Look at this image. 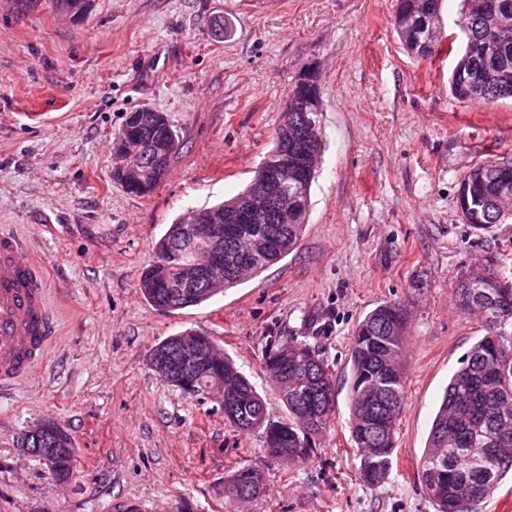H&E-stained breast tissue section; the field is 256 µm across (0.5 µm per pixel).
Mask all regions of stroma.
<instances>
[{"label": "stroma", "instance_id": "stroma-1", "mask_svg": "<svg viewBox=\"0 0 512 512\" xmlns=\"http://www.w3.org/2000/svg\"><path fill=\"white\" fill-rule=\"evenodd\" d=\"M397 0H0V226L46 267L57 324L47 359L0 393V512H435L416 479L450 376L487 332L460 309L462 276L512 277V219L478 231L458 207L475 164L512 160V99L463 103L457 57L422 58L391 25ZM224 23L215 35V20ZM319 81L324 147L296 247L209 302L172 313L138 284L179 215L236 195L272 146L289 93ZM148 106L183 148L146 196L113 174L128 112ZM410 315L404 411L392 470L369 486L350 439V338L382 302ZM211 335L263 397L288 412L268 349L306 341L334 376L336 412L305 464L239 432L216 394L180 393L149 362L182 331ZM52 419L75 469L56 479L27 446ZM259 468L240 502L225 477ZM263 490V474L254 466H243L237 469L224 482V491L232 498H236L240 493H245L249 498H255Z\"/></svg>", "mask_w": 512, "mask_h": 512}]
</instances>
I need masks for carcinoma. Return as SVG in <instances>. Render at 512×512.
Masks as SVG:
<instances>
[{
    "label": "carcinoma",
    "mask_w": 512,
    "mask_h": 512,
    "mask_svg": "<svg viewBox=\"0 0 512 512\" xmlns=\"http://www.w3.org/2000/svg\"><path fill=\"white\" fill-rule=\"evenodd\" d=\"M393 27L405 45L421 54L424 44L439 50L445 36L441 14L432 15L423 0H399ZM471 30L465 40L471 49L459 55L451 78V92L461 101L491 103L512 98L502 85L512 86V0H471ZM418 30L421 44L410 40ZM292 111L282 113L272 150L262 164L276 165L284 152L286 136L301 137L306 123H319L320 101L309 96V89L298 84L293 89ZM290 124L284 129V124ZM120 135L145 142L180 140L168 122L148 119L142 112L128 113ZM315 174L303 172L283 182L281 197L294 210V223L277 240L274 251L253 250L266 232L264 224H241L236 235L238 249L251 255L247 273L257 275L267 266L287 257L301 236L310 203ZM257 189L256 180L233 198L197 209L202 217L219 220L236 209ZM512 194V161H482L461 179L458 205L466 223L484 230L508 219L497 202L504 193ZM183 219L169 225L156 243V263L143 272L139 289L143 298L168 312L199 306L242 281L226 276L180 295L176 285L186 278L184 269L191 260L208 256L207 246L196 247L184 255L179 246ZM461 309H480L487 328L461 360L451 376L443 400L434 417L428 448L417 471V481L425 488L436 512H473V506L494 494L504 476L512 470V458L498 461L494 452L512 453V339L499 333L512 323V281L498 275L465 277L454 288ZM409 329L408 313L399 301H385L356 325L350 341L351 440L359 452L358 475L366 485L383 480L391 469L396 449V433L404 410L405 366L402 352ZM269 371L288 377L280 393L288 411L282 420L270 418L262 397L247 377L225 354L215 355L198 368L182 375L186 385L178 387L191 397L212 389L232 399L233 412H224L239 431L263 432L269 454L306 463L317 455L318 436L330 426L336 410L333 372L322 355L304 340L270 350L265 355ZM31 452L39 448L63 447V432L55 422L30 434ZM74 456L58 453L51 460L50 473L66 479L73 473ZM264 490L262 472L243 466L224 482V491L235 498L244 493L250 498Z\"/></svg>",
    "instance_id": "1"
}]
</instances>
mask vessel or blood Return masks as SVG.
Returning <instances> with one entry per match:
<instances>
[{
    "label": "vessel or blood",
    "instance_id": "b4317fda",
    "mask_svg": "<svg viewBox=\"0 0 512 512\" xmlns=\"http://www.w3.org/2000/svg\"><path fill=\"white\" fill-rule=\"evenodd\" d=\"M54 323L41 265L24 238L0 228V390L47 356Z\"/></svg>",
    "mask_w": 512,
    "mask_h": 512
}]
</instances>
